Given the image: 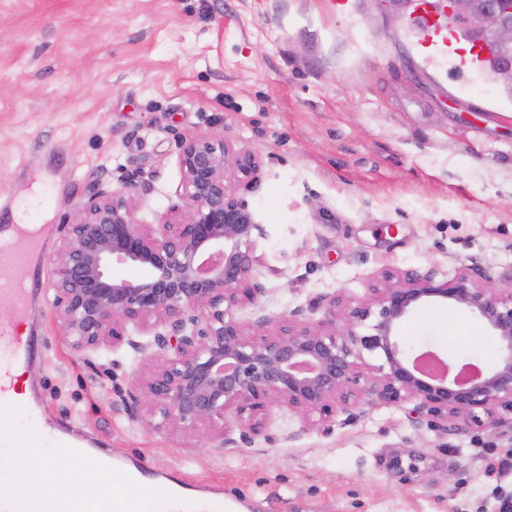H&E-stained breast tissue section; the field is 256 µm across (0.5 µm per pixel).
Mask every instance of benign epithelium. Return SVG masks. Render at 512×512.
<instances>
[{
    "mask_svg": "<svg viewBox=\"0 0 512 512\" xmlns=\"http://www.w3.org/2000/svg\"><path fill=\"white\" fill-rule=\"evenodd\" d=\"M456 18L491 38L512 79V0H452ZM177 202L155 224L135 219L144 184L100 186L67 222L53 259L52 309L76 351L110 353L127 344L141 358L135 385L151 430L205 429L216 448L264 434L270 408L285 406L316 429L340 411L417 401L443 425L506 426L512 414V287L466 269L446 280L389 270L354 301H318L324 318L298 309L272 321L236 311L264 292L252 246L265 236L239 189H255L253 152L222 135L182 136ZM145 268L131 278L119 268ZM466 308L496 337L491 369L405 348L398 328L420 307Z\"/></svg>",
    "mask_w": 512,
    "mask_h": 512,
    "instance_id": "7a95c632",
    "label": "benign epithelium"
}]
</instances>
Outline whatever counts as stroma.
<instances>
[{
    "instance_id": "obj_1",
    "label": "stroma",
    "mask_w": 512,
    "mask_h": 512,
    "mask_svg": "<svg viewBox=\"0 0 512 512\" xmlns=\"http://www.w3.org/2000/svg\"><path fill=\"white\" fill-rule=\"evenodd\" d=\"M404 0H0V208L60 226L97 182L150 184L136 218L176 200L178 139L225 135L260 156L244 197L265 235V291L246 322L321 297L362 300L382 271L476 267L512 284V100L414 51ZM43 266L41 355L29 368L50 422L112 461L140 460L248 512H500L512 428L429 426L415 402L364 405L305 429L272 408L264 436L209 447L204 432H156L132 417L134 351L71 349ZM414 350L486 366L498 346L468 310L423 306L398 329ZM462 335L449 347L450 335Z\"/></svg>"
}]
</instances>
